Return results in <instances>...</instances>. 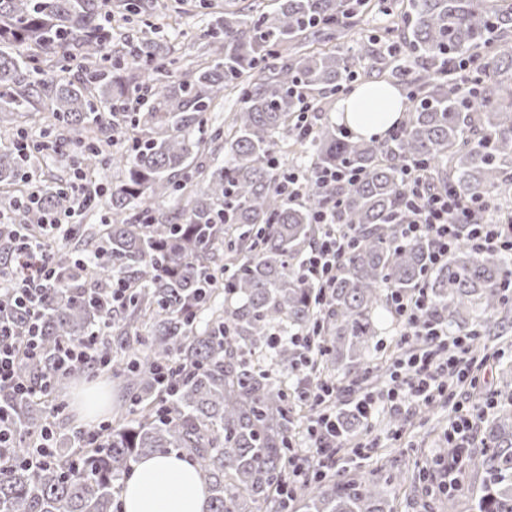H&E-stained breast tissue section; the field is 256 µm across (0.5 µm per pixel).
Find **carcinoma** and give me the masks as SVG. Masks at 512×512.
I'll use <instances>...</instances> for the list:
<instances>
[{
  "instance_id": "cac0c4a2",
  "label": "carcinoma",
  "mask_w": 512,
  "mask_h": 512,
  "mask_svg": "<svg viewBox=\"0 0 512 512\" xmlns=\"http://www.w3.org/2000/svg\"><path fill=\"white\" fill-rule=\"evenodd\" d=\"M370 0H277L270 9L228 0L206 40L205 64L188 66L150 41L112 63L108 0H0V121L25 123L47 113L44 137L63 128L78 141L83 192L74 180L32 189L36 156L0 143V208L14 223L34 227L59 211L91 213L100 197L95 177L119 174L98 224H80L85 251L47 238L56 270L40 327L39 352L19 365L27 385L52 391L87 370H56L62 343L93 347L95 359L121 380L127 406L93 433L61 432L60 404L0 393L17 430L0 447V512H124L122 480L150 454L176 451L203 477L209 512H393L386 488L394 475L374 471L331 475L306 483L292 504L278 488L294 452L295 415L307 405L296 338L320 331L308 373L333 377L369 358L375 316L387 295L427 284L432 310L448 332L500 330L507 317L505 284L512 259L475 254L465 242L448 260L430 264L423 238L398 240L404 171L419 163L430 181L461 198L497 202L512 194V0H407L397 40L391 31L350 47L358 9ZM420 62L411 71L408 59ZM472 64L461 85L456 63ZM392 78L412 107L385 142L354 140L322 125L309 137L294 121L314 92L342 93L351 82ZM149 102L119 118L130 93ZM236 96L239 106L207 139L193 135L205 114ZM122 122L125 146L107 152L102 135ZM292 138L305 164L308 191L280 195V143ZM224 153L222 162L211 157ZM358 177L340 187L315 185L322 170ZM178 216L161 213L168 200ZM320 208L354 231L341 272L324 300L302 262L321 235ZM17 243L0 233V267ZM121 281L125 302L106 307L104 294ZM18 332L27 315L0 309ZM281 378H273V370ZM171 372L165 389L159 375ZM53 432L54 461L30 465L29 448L43 428ZM468 469L483 481L469 512H512V402L485 422L484 446Z\"/></svg>"
}]
</instances>
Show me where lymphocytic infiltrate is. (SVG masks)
<instances>
[{
    "label": "lymphocytic infiltrate",
    "instance_id": "f902f5d3",
    "mask_svg": "<svg viewBox=\"0 0 512 512\" xmlns=\"http://www.w3.org/2000/svg\"><path fill=\"white\" fill-rule=\"evenodd\" d=\"M404 184L407 189L405 221L399 226L401 240L428 239L430 262L447 260L460 239H467L476 253H512V221L485 219L489 207L484 199H464L446 190L429 186L420 165H408ZM315 223L324 231L304 261L309 279L319 287H332L341 271V258L350 248L349 234L337 225L333 211L321 209ZM16 264L24 276L15 283L12 274L0 270V291L10 293V301L29 312L23 339H15L10 325L0 321V391L17 392L24 384L18 376L21 353L38 350L39 321L45 304V284L54 279L55 270L41 252L37 239L24 236L17 245ZM389 306L401 328L404 343L413 347L398 358L388 381L379 395H365L349 386L326 381L316 382L307 392L315 410L309 419L307 433L316 452L325 459L336 456L343 439L336 419L339 410H348L359 419L372 416L377 402H384L400 413L415 404L429 405L438 401L455 402L458 415L452 422L447 441L453 449L450 462L444 463L445 488L458 491L470 453L474 431L484 423L496 407L495 397L459 400L460 391L477 389L492 361L491 354L475 355L471 335L449 336L448 327L431 308L425 286L409 294H392Z\"/></svg>",
    "mask_w": 512,
    "mask_h": 512
}]
</instances>
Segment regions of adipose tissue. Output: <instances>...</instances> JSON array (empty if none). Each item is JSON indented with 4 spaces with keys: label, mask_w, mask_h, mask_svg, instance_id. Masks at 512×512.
I'll return each instance as SVG.
<instances>
[{
    "label": "adipose tissue",
    "mask_w": 512,
    "mask_h": 512,
    "mask_svg": "<svg viewBox=\"0 0 512 512\" xmlns=\"http://www.w3.org/2000/svg\"><path fill=\"white\" fill-rule=\"evenodd\" d=\"M405 100L384 84L359 87L336 104V120L362 137H382L396 125ZM124 512H208L201 476L178 454L141 458L124 483Z\"/></svg>",
    "instance_id": "obj_1"
}]
</instances>
